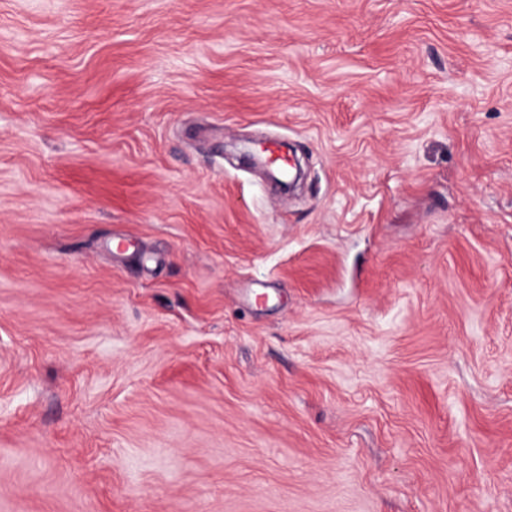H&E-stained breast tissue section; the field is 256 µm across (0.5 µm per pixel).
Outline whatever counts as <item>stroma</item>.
Here are the masks:
<instances>
[{
	"instance_id": "1",
	"label": "stroma",
	"mask_w": 512,
	"mask_h": 512,
	"mask_svg": "<svg viewBox=\"0 0 512 512\" xmlns=\"http://www.w3.org/2000/svg\"><path fill=\"white\" fill-rule=\"evenodd\" d=\"M0 512H512V0H0Z\"/></svg>"
}]
</instances>
